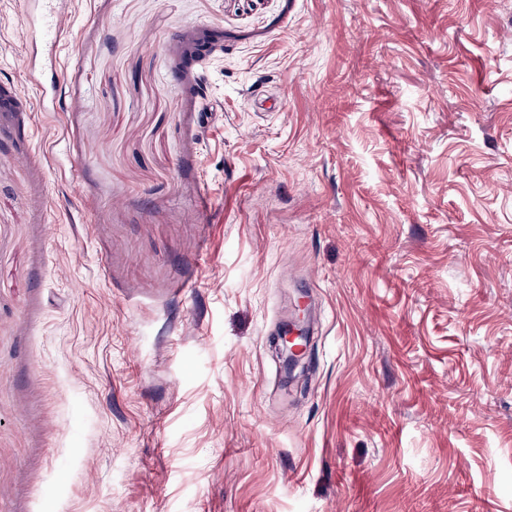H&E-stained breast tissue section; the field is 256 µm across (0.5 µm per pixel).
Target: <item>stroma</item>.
<instances>
[{
  "mask_svg": "<svg viewBox=\"0 0 512 512\" xmlns=\"http://www.w3.org/2000/svg\"><path fill=\"white\" fill-rule=\"evenodd\" d=\"M34 9L0 512H512V0H75L53 112ZM274 345L284 371V381L292 383L307 368L309 332L299 323L289 322L274 338Z\"/></svg>",
  "mask_w": 512,
  "mask_h": 512,
  "instance_id": "obj_1",
  "label": "stroma"
}]
</instances>
